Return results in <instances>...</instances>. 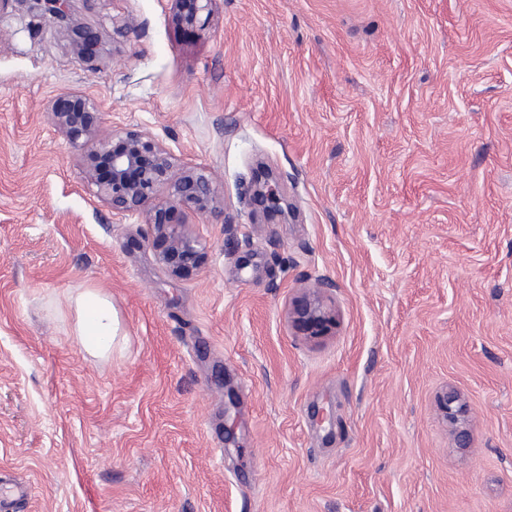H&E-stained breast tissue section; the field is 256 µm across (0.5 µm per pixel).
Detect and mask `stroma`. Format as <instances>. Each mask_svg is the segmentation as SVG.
Listing matches in <instances>:
<instances>
[{"instance_id": "stroma-1", "label": "stroma", "mask_w": 512, "mask_h": 512, "mask_svg": "<svg viewBox=\"0 0 512 512\" xmlns=\"http://www.w3.org/2000/svg\"><path fill=\"white\" fill-rule=\"evenodd\" d=\"M18 9L0 0V479L32 489L12 512H512V0H220L201 34L170 0H73L93 67ZM69 91L218 173L197 277L88 187L50 115ZM260 166L290 216L257 223ZM316 277L337 323L310 341L288 310ZM88 288L120 320L105 358L66 306ZM441 402L447 420L455 423L454 439L457 448L466 450L471 448L472 435L469 428L464 422H461V417H464L466 408L462 402L459 394L452 388L448 387L441 393Z\"/></svg>"}]
</instances>
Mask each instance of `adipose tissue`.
I'll list each match as a JSON object with an SVG mask.
<instances>
[{"mask_svg":"<svg viewBox=\"0 0 512 512\" xmlns=\"http://www.w3.org/2000/svg\"><path fill=\"white\" fill-rule=\"evenodd\" d=\"M67 302L75 313V334L84 350L96 357L107 356L118 333V318L109 297L87 289L68 297Z\"/></svg>","mask_w":512,"mask_h":512,"instance_id":"1","label":"adipose tissue"}]
</instances>
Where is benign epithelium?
<instances>
[{"label":"benign epithelium","mask_w":512,"mask_h":512,"mask_svg":"<svg viewBox=\"0 0 512 512\" xmlns=\"http://www.w3.org/2000/svg\"><path fill=\"white\" fill-rule=\"evenodd\" d=\"M27 4L28 14L49 22L70 33L74 51L86 62L96 61L97 36L77 23L71 13L69 0H20ZM173 19L184 28L198 33L210 24L217 0H170ZM55 125L80 151L84 178L95 187L97 198L112 209L115 216L144 213L151 224L147 246L156 251V259L170 274L190 278L196 275L206 257L205 245L183 220L190 210L202 215L219 214L218 177L204 169L179 164L171 152L152 134L141 130L114 131L108 135L101 130L98 103L80 93L69 92L58 97L51 109ZM272 176L255 182L253 200L274 206L291 204L270 185ZM333 284L324 278L305 283L303 296L293 308L294 324L306 336L323 335L336 320L327 300ZM444 413L455 423L454 439L457 448L472 445V435L461 422L466 408L452 388L441 393Z\"/></svg>","instance_id":"obj_1"}]
</instances>
